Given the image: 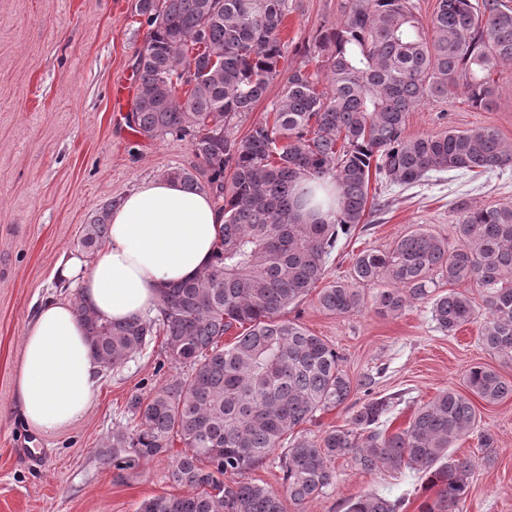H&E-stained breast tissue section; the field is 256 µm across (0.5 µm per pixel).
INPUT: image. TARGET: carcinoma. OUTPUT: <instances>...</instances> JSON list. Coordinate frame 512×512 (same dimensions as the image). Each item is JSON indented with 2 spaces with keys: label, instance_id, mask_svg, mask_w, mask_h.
I'll return each instance as SVG.
<instances>
[{
  "label": "carcinoma",
  "instance_id": "carcinoma-1",
  "mask_svg": "<svg viewBox=\"0 0 512 512\" xmlns=\"http://www.w3.org/2000/svg\"><path fill=\"white\" fill-rule=\"evenodd\" d=\"M135 10L147 32L129 124L150 139H189L206 181L181 167L166 177L209 191L224 212L215 263L164 288L155 315L102 322L74 302L102 368L124 367L158 337L171 363L190 368L134 396L135 431L116 430L106 444L118 469L184 447L169 479L187 493L153 496L137 512H288L332 491L333 462L344 456L364 472L412 471L434 492L421 512H456L474 463L449 449L478 427L473 399L497 404L512 396V381L473 365L468 394L444 390L390 432L394 397L353 402L336 349L286 313L311 296L323 312H357L370 285L386 315L428 300L448 333L482 318V345L512 363V202L458 204L453 250L418 228L357 254L351 280L318 287L339 237L365 223L371 182L409 187L432 173L477 177L512 165V146L491 127L405 135L409 113L451 88L493 106L491 74L512 64V5L437 0L425 19L413 0H345L340 20L308 47L327 90L303 67H281L288 0H136ZM278 79L273 120L237 135V119ZM113 206L89 217L83 252L106 244ZM471 288L483 291L482 316ZM349 402L346 425L307 435L316 413ZM277 449L281 492L249 478ZM398 507L371 491L347 512Z\"/></svg>",
  "mask_w": 512,
  "mask_h": 512
}]
</instances>
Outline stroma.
I'll return each mask as SVG.
<instances>
[{
    "label": "stroma",
    "mask_w": 512,
    "mask_h": 512,
    "mask_svg": "<svg viewBox=\"0 0 512 512\" xmlns=\"http://www.w3.org/2000/svg\"><path fill=\"white\" fill-rule=\"evenodd\" d=\"M343 3L289 0L281 32L288 67L316 71L307 44L317 29L340 19ZM145 35L135 0H0V512H136L143 500L174 490L170 455L124 470L102 456L113 430L134 427L131 397L177 374L160 342L120 370L101 371L86 416L59 432L38 434L19 422L14 385L23 332L37 302L78 295L56 270L76 253L91 213L145 179L199 164L188 140L134 132L126 119L130 102L113 100L115 86L136 82ZM494 79L492 108H474L458 87L410 112L406 135L488 126L512 144V66L498 68ZM508 201L512 167L474 178L436 174L408 189H380L365 223L329 259L327 278L350 279L356 254L390 248L419 227L456 247V203ZM363 293L366 303L358 312L331 315L308 301L300 306V321L342 356L355 397H362L364 382L373 396L396 397L389 430L405 428L415 409L439 391H464L472 365L512 380V364L479 343L478 323L448 334L437 328L428 303L385 316L371 303L374 287ZM478 412L495 443L488 452L475 434L456 443L455 454L474 460L469 495L457 512H512V398L479 404ZM335 468V489L302 512H346L351 498L370 490L401 499L399 512H419L429 497L423 479L407 470L367 473L345 457Z\"/></svg>",
    "instance_id": "stroma-1"
}]
</instances>
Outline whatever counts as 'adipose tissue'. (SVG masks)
Instances as JSON below:
<instances>
[{
	"instance_id": "obj_1",
	"label": "adipose tissue",
	"mask_w": 512,
	"mask_h": 512,
	"mask_svg": "<svg viewBox=\"0 0 512 512\" xmlns=\"http://www.w3.org/2000/svg\"><path fill=\"white\" fill-rule=\"evenodd\" d=\"M223 221L209 194L166 178L146 180L113 207L105 246L89 257H71L58 275L104 320L142 317L153 311L161 288L213 261ZM99 369L74 305L43 299L24 331L15 376L19 420L37 433L79 421Z\"/></svg>"
}]
</instances>
